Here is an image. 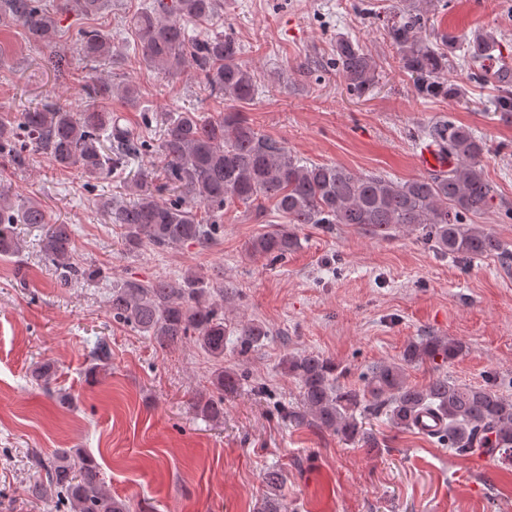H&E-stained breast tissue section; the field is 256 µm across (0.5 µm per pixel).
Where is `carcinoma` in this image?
I'll use <instances>...</instances> for the list:
<instances>
[{"instance_id": "cac0c4a2", "label": "carcinoma", "mask_w": 512, "mask_h": 512, "mask_svg": "<svg viewBox=\"0 0 512 512\" xmlns=\"http://www.w3.org/2000/svg\"><path fill=\"white\" fill-rule=\"evenodd\" d=\"M108 6L106 0H65V10L91 16ZM219 0H152L131 15L128 27L139 54L148 66L165 73L190 67L209 96L249 104L258 95L257 79L239 60L242 48L231 33L211 31L203 38L188 34L184 22L208 24ZM48 0H0V13L21 23L31 39L47 41L56 27ZM426 21L416 9L393 13L384 31L396 50L400 69L423 99L461 101L466 89L452 78L462 67L484 64L496 47L497 31L479 29L459 37L448 32L433 39L423 35ZM336 73L349 91L363 95L379 79L377 64L349 37L336 39ZM80 60L95 65L112 61V41L97 29H82L77 38ZM496 94L490 111L512 113V72L484 70ZM88 94L106 100L114 94L107 79L92 76ZM122 116L103 108L73 112L60 104H40L0 122V157L14 169L28 166L41 153L58 168L75 169L89 180L106 179L156 153L164 161L165 186L173 199L161 202L147 191L124 203H102L111 223L120 227L121 245L133 251L144 245L157 249L196 243L208 246L221 228L224 211L236 204L263 211L272 203L283 223L254 237L253 256L282 259L298 246L296 229L305 224L359 226L380 239L396 230L417 232L442 252L469 258L504 254L494 234L466 223L467 215L488 207L493 186L485 178L481 158L485 143L467 127L445 118L423 127L418 135L449 160L445 170L405 181L376 173L356 174L333 164L307 163L283 142L253 128L238 112L220 117L195 111L163 112L157 142L137 137L121 125ZM18 224H39L40 252L59 270L67 284L94 279L100 271L73 262V242L67 224H51L47 211L34 198L12 202L0 188V255L19 253ZM112 318L154 339L164 347L192 337L214 360H224V299L212 298L205 278L195 272L182 279L152 282L124 281L112 286ZM269 336L260 322L237 328L239 353L263 345ZM460 341L426 336L404 349L401 362L371 366L363 388L337 383V366L313 353L286 356L284 370L299 385L296 405L285 417L297 425L330 430L344 441L364 448L379 442L356 412L385 415L397 427L414 428L420 413H437L444 426L433 434L461 455L495 449L512 458V400L493 385H460L437 377L425 387L406 382L405 366L425 360L451 362L463 354ZM214 391L194 402L195 411L212 421L224 418V396L240 386L235 373L219 367L212 379ZM35 475L29 493L36 500L54 498L67 512H130L126 500L104 485L98 466L83 456L72 460L69 450L51 458L33 455Z\"/></svg>"}]
</instances>
